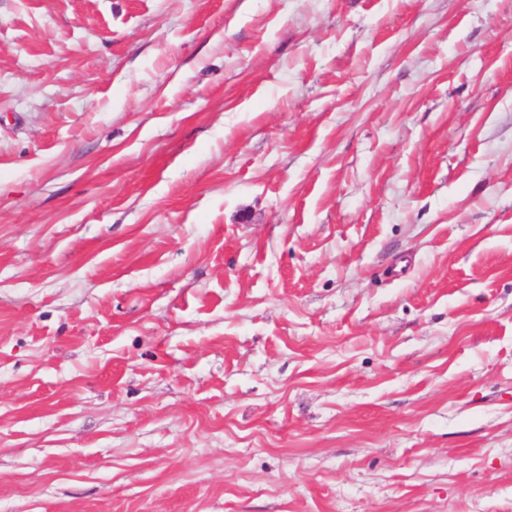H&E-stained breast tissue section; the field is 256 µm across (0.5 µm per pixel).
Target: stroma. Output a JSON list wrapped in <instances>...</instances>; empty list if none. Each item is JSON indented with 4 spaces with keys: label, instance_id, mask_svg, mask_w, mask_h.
<instances>
[{
    "label": "stroma",
    "instance_id": "35a3bbf8",
    "mask_svg": "<svg viewBox=\"0 0 512 512\" xmlns=\"http://www.w3.org/2000/svg\"><path fill=\"white\" fill-rule=\"evenodd\" d=\"M0 512H512V0H0Z\"/></svg>",
    "mask_w": 512,
    "mask_h": 512
}]
</instances>
